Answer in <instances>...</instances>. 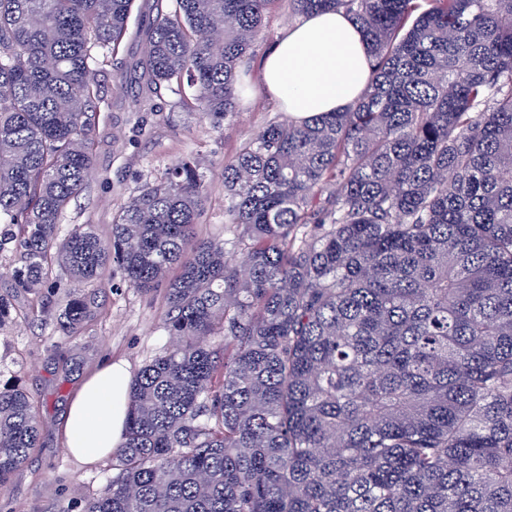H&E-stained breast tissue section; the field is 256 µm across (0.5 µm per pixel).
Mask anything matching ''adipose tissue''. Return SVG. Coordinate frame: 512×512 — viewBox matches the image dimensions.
<instances>
[{"label":"adipose tissue","instance_id":"1","mask_svg":"<svg viewBox=\"0 0 512 512\" xmlns=\"http://www.w3.org/2000/svg\"><path fill=\"white\" fill-rule=\"evenodd\" d=\"M369 56L360 29L344 13L307 15L265 55L260 80L276 107L302 122L353 106L367 88ZM131 372L108 361L74 393L63 425L73 457L97 462L124 442Z\"/></svg>","mask_w":512,"mask_h":512}]
</instances>
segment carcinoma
Returning <instances> with one entry per match:
<instances>
[{
  "instance_id": "carcinoma-1",
  "label": "carcinoma",
  "mask_w": 512,
  "mask_h": 512,
  "mask_svg": "<svg viewBox=\"0 0 512 512\" xmlns=\"http://www.w3.org/2000/svg\"><path fill=\"white\" fill-rule=\"evenodd\" d=\"M169 2L141 94L170 89L218 124L271 0ZM429 2L287 0L355 22L367 90L270 123L224 164L228 243L196 233L193 161L145 183L107 238L60 235L133 0H0L12 287L65 268L71 335L109 266L141 292L166 283L170 305L171 344L131 383L118 474L83 512H512V0ZM39 434L27 392L0 388V490Z\"/></svg>"
}]
</instances>
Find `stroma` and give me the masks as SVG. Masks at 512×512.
<instances>
[{
  "label": "stroma",
  "mask_w": 512,
  "mask_h": 512,
  "mask_svg": "<svg viewBox=\"0 0 512 512\" xmlns=\"http://www.w3.org/2000/svg\"><path fill=\"white\" fill-rule=\"evenodd\" d=\"M167 5L168 0H135L129 33L103 67V100L94 115V168L85 190L62 215V230L90 224L99 235H108L113 215L143 184L193 158L208 183L198 236L227 240L236 232L224 217V163L245 140L283 118L261 88L258 71L264 53L296 18L286 0L270 5L263 31L239 69L248 92L236 113L216 129L170 91L150 100L135 96L144 52L138 32ZM50 278L53 287L20 296L14 322L0 328V385L22 386L40 420L39 444L0 491V512H81L114 471L111 459L84 464L68 454L61 428L74 391L105 356L124 359L136 375L169 344L162 327L168 310L165 287L138 291L119 269L109 268L95 318L70 336L55 322L67 300L69 278L57 268Z\"/></svg>",
  "instance_id": "35a3bbf8"
}]
</instances>
